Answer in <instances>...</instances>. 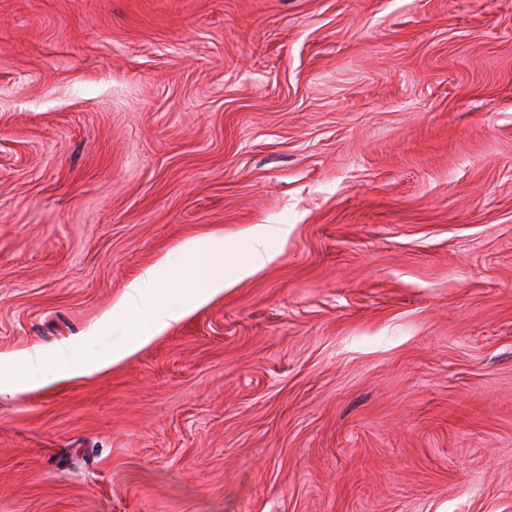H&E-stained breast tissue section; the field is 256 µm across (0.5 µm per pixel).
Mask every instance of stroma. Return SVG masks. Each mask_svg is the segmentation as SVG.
Returning <instances> with one entry per match:
<instances>
[{"label":"stroma","mask_w":512,"mask_h":512,"mask_svg":"<svg viewBox=\"0 0 512 512\" xmlns=\"http://www.w3.org/2000/svg\"><path fill=\"white\" fill-rule=\"evenodd\" d=\"M256 224L0 398V512H512V0H0V352Z\"/></svg>","instance_id":"35a3bbf8"}]
</instances>
